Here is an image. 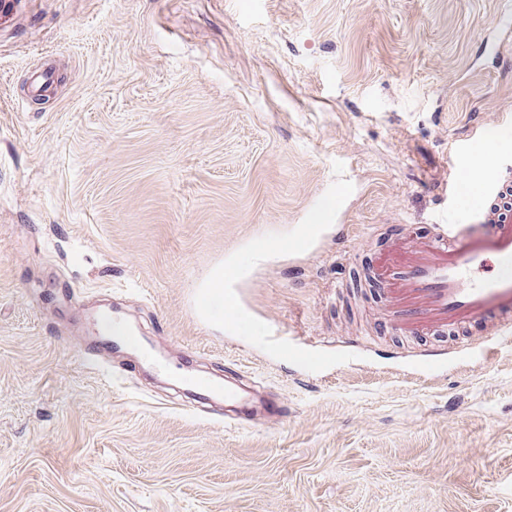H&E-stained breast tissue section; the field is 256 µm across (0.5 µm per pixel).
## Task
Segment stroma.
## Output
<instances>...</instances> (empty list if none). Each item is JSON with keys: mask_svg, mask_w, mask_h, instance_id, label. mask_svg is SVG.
I'll use <instances>...</instances> for the list:
<instances>
[{"mask_svg": "<svg viewBox=\"0 0 512 512\" xmlns=\"http://www.w3.org/2000/svg\"><path fill=\"white\" fill-rule=\"evenodd\" d=\"M53 73L46 90L31 75ZM512 183V0H15L0 20V512H512V348L353 271ZM456 180L455 197L438 188ZM241 312L199 309L258 241ZM140 349L84 359L100 309ZM428 348L437 376L403 377ZM277 395L236 423L183 376Z\"/></svg>", "mask_w": 512, "mask_h": 512, "instance_id": "stroma-1", "label": "stroma"}]
</instances>
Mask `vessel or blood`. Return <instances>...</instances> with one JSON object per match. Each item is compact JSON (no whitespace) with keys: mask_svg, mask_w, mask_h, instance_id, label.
Returning a JSON list of instances; mask_svg holds the SVG:
<instances>
[{"mask_svg":"<svg viewBox=\"0 0 512 512\" xmlns=\"http://www.w3.org/2000/svg\"><path fill=\"white\" fill-rule=\"evenodd\" d=\"M380 277L395 331H448L494 317L497 333L478 355L512 343V222L460 224L445 215L435 235L387 259ZM98 335L118 348L137 341L118 320ZM190 384L204 397L223 394L225 407L239 413L243 425L252 415L277 420L288 414L279 398L252 393L236 378L221 386L203 378Z\"/></svg>","mask_w":512,"mask_h":512,"instance_id":"b4317fda","label":"vessel or blood"}]
</instances>
